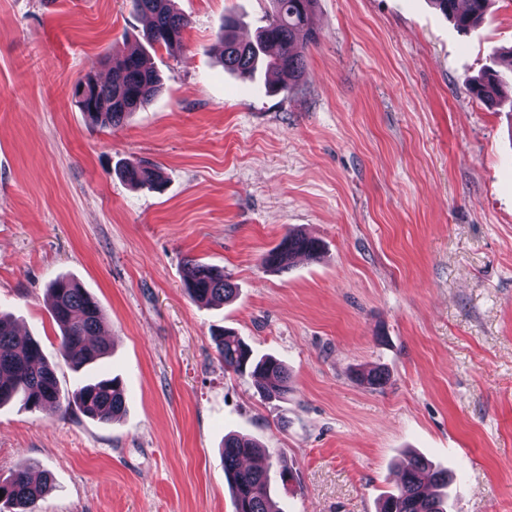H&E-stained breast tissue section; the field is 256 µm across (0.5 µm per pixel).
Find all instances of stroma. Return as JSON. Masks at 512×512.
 <instances>
[{
	"label": "stroma",
	"mask_w": 512,
	"mask_h": 512,
	"mask_svg": "<svg viewBox=\"0 0 512 512\" xmlns=\"http://www.w3.org/2000/svg\"><path fill=\"white\" fill-rule=\"evenodd\" d=\"M181 46L149 47L132 0H0V312L61 392L109 374L126 411L0 406V480L51 475L39 512H234L225 435L248 434L282 512H377L409 452L458 476L451 512H512V103L465 92L512 71V0L459 32L431 0H317L301 79L225 71V17L254 38L269 0H175ZM140 51L161 79L119 127L72 93ZM156 167L160 191L125 183ZM291 229L320 259L266 270ZM194 258L237 286L194 303ZM100 304L110 354L74 370L48 282ZM283 360L287 399L225 370L212 330ZM381 369L386 384L356 371ZM508 82L493 67H488L480 79L466 81L469 93L485 104L492 105L501 96ZM121 176L133 185L148 186L150 188H156L162 182V176L158 170L143 166L142 164L125 166L121 170Z\"/></svg>",
	"instance_id": "35a3bbf8"
}]
</instances>
